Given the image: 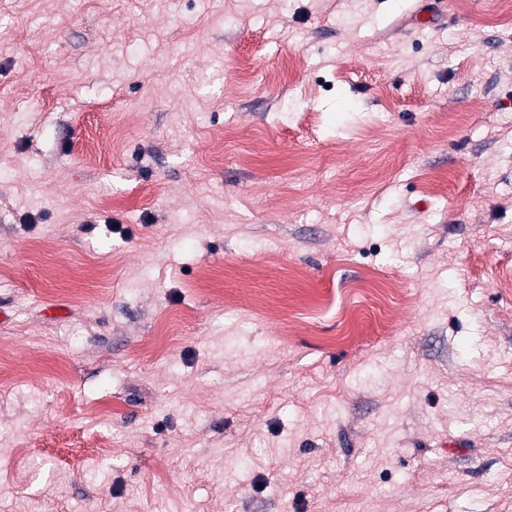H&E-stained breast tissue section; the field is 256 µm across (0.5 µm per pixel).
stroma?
<instances>
[{
	"mask_svg": "<svg viewBox=\"0 0 512 512\" xmlns=\"http://www.w3.org/2000/svg\"><path fill=\"white\" fill-rule=\"evenodd\" d=\"M504 8L0 0V512H512Z\"/></svg>",
	"mask_w": 512,
	"mask_h": 512,
	"instance_id": "35a3bbf8",
	"label": "stroma"
}]
</instances>
